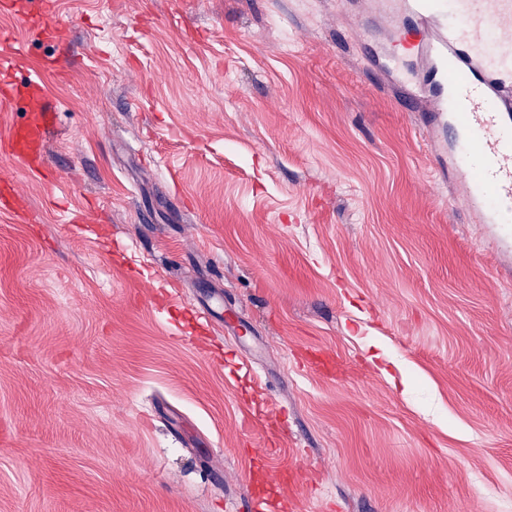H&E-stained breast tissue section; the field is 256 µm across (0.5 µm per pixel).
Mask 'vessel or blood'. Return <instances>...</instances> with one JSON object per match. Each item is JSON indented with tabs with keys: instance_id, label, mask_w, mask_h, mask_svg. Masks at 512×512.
I'll return each instance as SVG.
<instances>
[{
	"instance_id": "vessel-or-blood-1",
	"label": "vessel or blood",
	"mask_w": 512,
	"mask_h": 512,
	"mask_svg": "<svg viewBox=\"0 0 512 512\" xmlns=\"http://www.w3.org/2000/svg\"><path fill=\"white\" fill-rule=\"evenodd\" d=\"M41 33L63 25L57 0H33ZM392 18L410 20L420 38L423 85L433 93L435 119L455 123L452 166L466 184L469 208L480 223L512 235V0H392ZM41 122L29 129L15 154L25 157L56 123V112L37 84Z\"/></svg>"
}]
</instances>
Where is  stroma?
<instances>
[{
	"mask_svg": "<svg viewBox=\"0 0 512 512\" xmlns=\"http://www.w3.org/2000/svg\"><path fill=\"white\" fill-rule=\"evenodd\" d=\"M57 7L0 9V512H512V246L380 0ZM34 9L28 11L36 18L41 25L40 32L47 34L58 30L64 24L57 9L56 0H33ZM29 83L30 84L28 85L27 90L29 94L35 95L37 97L39 109L41 112V123L34 129L31 128L30 123L26 124V127L29 128V130L25 135L26 139L23 138V143L19 141L18 130H15L13 136L17 145L15 148V154L20 158L21 161H24V157L27 155V150L30 147V144L39 142L47 133V131L54 127L56 123L55 108L43 95L41 86L35 84L34 78H31Z\"/></svg>",
	"mask_w": 512,
	"mask_h": 512,
	"instance_id": "stroma-1",
	"label": "stroma"
}]
</instances>
